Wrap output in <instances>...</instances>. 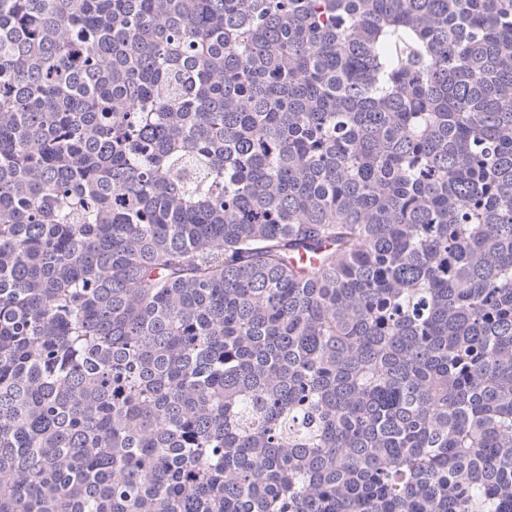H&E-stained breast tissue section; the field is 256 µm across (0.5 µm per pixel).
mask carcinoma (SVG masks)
<instances>
[{"instance_id": "cac0c4a2", "label": "carcinoma", "mask_w": 512, "mask_h": 512, "mask_svg": "<svg viewBox=\"0 0 512 512\" xmlns=\"http://www.w3.org/2000/svg\"><path fill=\"white\" fill-rule=\"evenodd\" d=\"M0 512H512V0H0Z\"/></svg>"}]
</instances>
